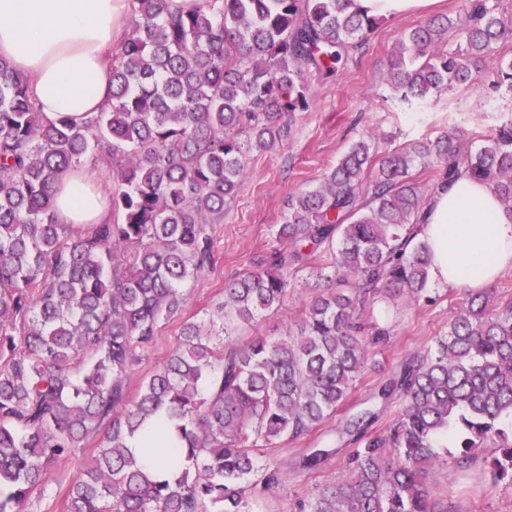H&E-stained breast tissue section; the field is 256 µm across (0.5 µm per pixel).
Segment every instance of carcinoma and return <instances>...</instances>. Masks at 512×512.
Returning <instances> with one entry per match:
<instances>
[{
  "mask_svg": "<svg viewBox=\"0 0 512 512\" xmlns=\"http://www.w3.org/2000/svg\"><path fill=\"white\" fill-rule=\"evenodd\" d=\"M129 34L112 55V103L77 121L43 120L28 79L0 59V512H32L48 468L102 434L69 486L65 512H250L276 480L253 449L316 431L349 401L388 325L366 316L379 299L418 302L430 286L420 215L432 191L409 174L433 156V186L464 171L512 208V116L474 150L446 134L387 155L371 170L375 136L351 144L319 182L288 198L281 247L260 270L224 284L212 329L181 326L165 363L125 396L136 351L180 313L183 286L213 259L212 225L236 196L253 151L287 140L309 107L305 76H332L377 18L354 0H130ZM461 42L441 46L449 18L416 25L390 63L402 103L425 109L476 80L512 26L491 0H463ZM91 160L112 177L111 219L61 224L52 192ZM337 247L335 288L316 289L277 340L240 345L230 331L277 312L293 268ZM379 395L399 411L346 415L355 436L342 476L300 512H452L432 500L437 441L465 472L483 459L493 484H512V300L473 290L448 331L402 365ZM169 447L168 473L138 459ZM492 453L480 457L483 449ZM315 449L299 466L316 469Z\"/></svg>",
  "mask_w": 512,
  "mask_h": 512,
  "instance_id": "obj_1",
  "label": "carcinoma"
}]
</instances>
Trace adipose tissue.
<instances>
[{"instance_id":"ef3b65f1","label":"adipose tissue","mask_w":512,"mask_h":512,"mask_svg":"<svg viewBox=\"0 0 512 512\" xmlns=\"http://www.w3.org/2000/svg\"><path fill=\"white\" fill-rule=\"evenodd\" d=\"M130 0H0V58L30 80L45 119L79 118L112 98L111 57ZM111 186L84 166L54 191L63 224L110 220ZM432 280L443 288H481L512 270V209L487 184L459 175L438 186L421 215Z\"/></svg>"}]
</instances>
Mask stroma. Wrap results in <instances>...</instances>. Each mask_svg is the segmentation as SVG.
<instances>
[{"label": "stroma", "instance_id": "obj_1", "mask_svg": "<svg viewBox=\"0 0 512 512\" xmlns=\"http://www.w3.org/2000/svg\"><path fill=\"white\" fill-rule=\"evenodd\" d=\"M425 19L422 12L381 18L363 48L350 56L335 77H308V110L296 114L286 144L273 151L250 153L238 194L225 209L223 221L214 227L213 266L185 284L186 303L180 316L161 321L153 344L138 351L125 378L128 398H135L144 379L167 359L183 321L206 319L211 306L223 299L225 281L256 272L261 256L277 245L276 226L283 221L289 197L315 185L363 133L376 132L381 145L392 150L426 143L452 131L475 141L512 114V93L496 87L489 69L473 83L434 98L425 111L398 104L388 82L387 62L404 33ZM335 261L334 249L318 251L310 267L292 275V300L279 312L237 330V343H247L255 336L285 335L289 323L302 314L300 296L314 287L311 267L325 268ZM466 293L463 287L435 285L430 300L414 305L386 299L376 303L374 318L393 325L394 330L389 343L377 349L373 368L357 381L351 405L367 404L375 386L389 378L408 354L443 335ZM336 425L332 418L307 437L283 440L275 448H256L260 466L277 468L279 480L252 501L253 512H298L299 502L342 475L348 459L344 450L313 471L296 465L299 453L328 441ZM77 459H62L49 467L47 490L36 498L35 512H62L64 497L78 474ZM428 487L435 500L452 503L457 512H512V485H491L479 465L461 472L440 460Z\"/></svg>", "mask_w": 512, "mask_h": 512}]
</instances>
